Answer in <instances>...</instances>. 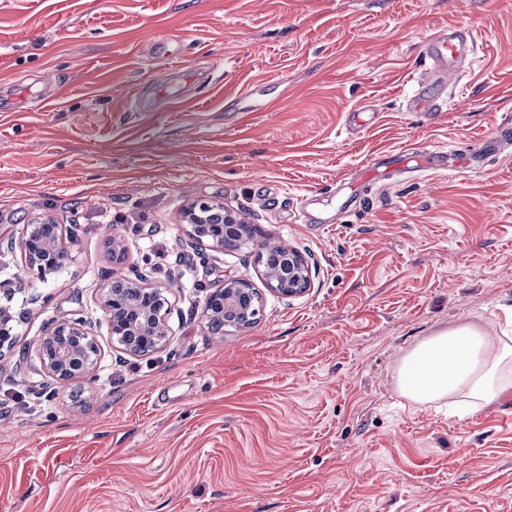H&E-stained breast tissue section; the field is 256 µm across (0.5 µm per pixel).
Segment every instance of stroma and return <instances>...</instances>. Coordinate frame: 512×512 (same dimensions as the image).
I'll use <instances>...</instances> for the list:
<instances>
[{
    "instance_id": "35a3bbf8",
    "label": "stroma",
    "mask_w": 512,
    "mask_h": 512,
    "mask_svg": "<svg viewBox=\"0 0 512 512\" xmlns=\"http://www.w3.org/2000/svg\"><path fill=\"white\" fill-rule=\"evenodd\" d=\"M454 25L475 57L436 116L408 111L425 42ZM363 106L377 120L347 129ZM505 124L512 0H0V237L50 213L68 253L42 281L22 250L0 258V301L26 313L0 352V512H512V389L460 418L393 383L423 338L512 322ZM450 145L480 167L361 179ZM199 200L253 245L187 261ZM108 226L167 300L156 351L107 334ZM265 242L307 259L304 293L265 288ZM228 280L262 310L218 340L199 313ZM69 317L101 359L60 384L38 344ZM444 155L446 158L452 157L455 154L454 149H449L447 152H436L434 155H423L422 152L413 151L412 149H405L401 151H392L390 154H385L384 156L390 159L388 163H392L391 165H387L388 163H381L378 159H372L369 165L366 168V174L364 175L366 180H382L383 176L389 172V167H408L409 164L413 163V168L422 169L429 168L432 165V158L439 157L435 155ZM384 168V169H382Z\"/></svg>"
}]
</instances>
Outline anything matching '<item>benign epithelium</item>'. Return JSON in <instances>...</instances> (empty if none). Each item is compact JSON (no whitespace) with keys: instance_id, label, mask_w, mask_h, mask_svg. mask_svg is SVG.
Listing matches in <instances>:
<instances>
[{"instance_id":"obj_1","label":"benign epithelium","mask_w":512,"mask_h":512,"mask_svg":"<svg viewBox=\"0 0 512 512\" xmlns=\"http://www.w3.org/2000/svg\"><path fill=\"white\" fill-rule=\"evenodd\" d=\"M184 222L190 227V248L197 245L195 228L199 224L211 225L209 241L212 247L222 249L230 245L236 228L234 217L224 212V208L209 201H198L184 210ZM57 223L52 215H42L27 226L22 247L29 258L30 268L37 269V277L42 279L52 269L61 268L68 254L56 248L46 235L48 226ZM110 257L115 263L112 278L101 295L100 306L107 318L108 333L112 341L131 354L145 353L157 349L165 341L169 328L166 310L151 311L150 299L155 289L149 285V274L143 271L133 275L126 273V245L124 240L109 234L105 239ZM285 262L275 267H264L263 276L268 288L281 295L291 297L303 292L310 284V270L306 259L288 245H281ZM246 284L239 280L224 283L220 296L208 297L201 311L200 320L209 327L217 321L220 313L242 320L246 327L249 315H259L260 306H252L245 297ZM19 313L8 305H0V352L13 346V336ZM39 354L42 366L54 381L63 380V373L73 368L88 374L98 364V344L87 329V321L82 317L65 319L58 323L40 340Z\"/></svg>"}]
</instances>
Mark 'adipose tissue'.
Masks as SVG:
<instances>
[{"label": "adipose tissue", "instance_id": "adipose-tissue-1", "mask_svg": "<svg viewBox=\"0 0 512 512\" xmlns=\"http://www.w3.org/2000/svg\"><path fill=\"white\" fill-rule=\"evenodd\" d=\"M397 393L410 402H447L468 414L512 389V335L460 323L419 341L396 367Z\"/></svg>", "mask_w": 512, "mask_h": 512}]
</instances>
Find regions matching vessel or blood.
<instances>
[{
	"label": "vessel or blood",
	"instance_id": "obj_1",
	"mask_svg": "<svg viewBox=\"0 0 512 512\" xmlns=\"http://www.w3.org/2000/svg\"><path fill=\"white\" fill-rule=\"evenodd\" d=\"M477 40L471 30L461 26L449 28L448 32L434 36L425 47V55L433 70L419 79L417 87L407 99V107L417 112H431L442 98L448 75L458 73L476 52ZM393 166L422 169L430 167L432 159L420 152L405 149L391 152Z\"/></svg>",
	"mask_w": 512,
	"mask_h": 512
}]
</instances>
